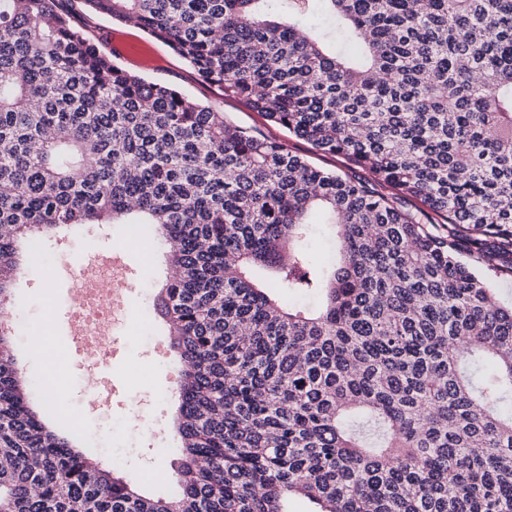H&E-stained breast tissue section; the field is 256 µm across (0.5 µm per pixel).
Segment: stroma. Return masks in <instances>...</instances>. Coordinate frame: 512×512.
Listing matches in <instances>:
<instances>
[{
    "label": "stroma",
    "mask_w": 512,
    "mask_h": 512,
    "mask_svg": "<svg viewBox=\"0 0 512 512\" xmlns=\"http://www.w3.org/2000/svg\"><path fill=\"white\" fill-rule=\"evenodd\" d=\"M154 48L161 60L160 66L139 68V75L180 87L190 97L215 105L231 121L261 129L282 141L293 153L308 157L320 167L369 178V171L350 160L316 152L306 141L288 135L238 101L216 97L166 44L158 41ZM117 245L125 249L122 266L127 317L126 323L112 332L110 376L118 403L109 411L87 408L85 400L91 387L81 373L69 386L67 400L71 410L81 417V428L76 435L85 455L104 467L116 468L120 476L141 492L152 497H167L176 489L172 473L181 446L174 426L180 366L167 328L154 315L149 302L154 289L167 281L166 248L158 236L140 224H89L79 231L64 230L44 239L39 259L20 267L14 276L16 312L12 318V347L20 371L34 387L35 402L45 404L42 381L49 366L30 358V340L41 333L46 312L63 309L65 292L71 286L67 268L86 254ZM154 387L162 391L157 401L159 416L155 430H128L127 420L140 414ZM105 441L111 443V452L102 450L101 444ZM159 470L166 472L165 481H156L154 474Z\"/></svg>",
    "instance_id": "stroma-1"
}]
</instances>
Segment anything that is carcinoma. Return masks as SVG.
Segmentation results:
<instances>
[{
    "mask_svg": "<svg viewBox=\"0 0 512 512\" xmlns=\"http://www.w3.org/2000/svg\"><path fill=\"white\" fill-rule=\"evenodd\" d=\"M94 16L373 179L122 68ZM77 224L175 263L177 492L51 430L6 328L0 512H512V0H0L1 315L20 239Z\"/></svg>",
    "mask_w": 512,
    "mask_h": 512,
    "instance_id": "cac0c4a2",
    "label": "carcinoma"
}]
</instances>
